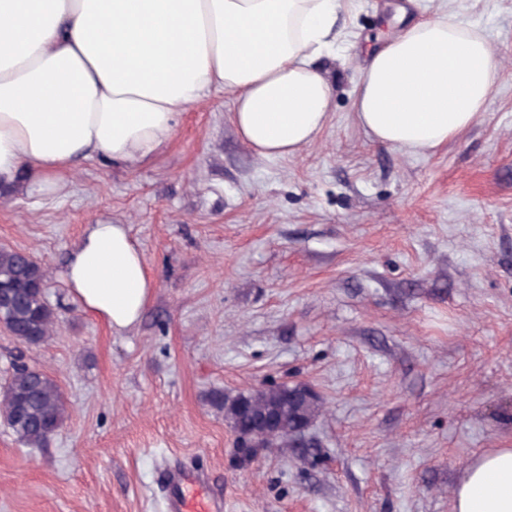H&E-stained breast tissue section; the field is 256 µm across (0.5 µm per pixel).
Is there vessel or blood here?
Returning a JSON list of instances; mask_svg holds the SVG:
<instances>
[{"label":"vessel or blood","instance_id":"vessel-or-blood-1","mask_svg":"<svg viewBox=\"0 0 512 512\" xmlns=\"http://www.w3.org/2000/svg\"><path fill=\"white\" fill-rule=\"evenodd\" d=\"M165 479L172 490L167 501L168 512H224L222 497L208 493L204 471L184 465L167 468Z\"/></svg>","mask_w":512,"mask_h":512}]
</instances>
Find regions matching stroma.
<instances>
[{
  "instance_id": "1",
  "label": "stroma",
  "mask_w": 512,
  "mask_h": 512,
  "mask_svg": "<svg viewBox=\"0 0 512 512\" xmlns=\"http://www.w3.org/2000/svg\"><path fill=\"white\" fill-rule=\"evenodd\" d=\"M396 2L339 15V55L320 59L335 110L295 157L258 156L217 90L149 165L91 159L60 192L0 197V246L44 264L58 316L31 348L0 329V384L20 359L69 406L43 448L0 423V512H166L175 461L224 512H452L472 459L512 448V0H456L500 78L468 130L419 152L376 143L351 109ZM100 221L128 225L154 281L122 332L58 275ZM299 382L324 401L317 448L241 465L210 392Z\"/></svg>"
}]
</instances>
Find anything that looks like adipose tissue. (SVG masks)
<instances>
[{
    "label": "adipose tissue",
    "instance_id": "obj_1",
    "mask_svg": "<svg viewBox=\"0 0 512 512\" xmlns=\"http://www.w3.org/2000/svg\"><path fill=\"white\" fill-rule=\"evenodd\" d=\"M354 0H0V185L59 191L78 159L135 170L172 143L176 120L212 91L233 95L243 141L293 157L334 110L318 63ZM481 28L443 11L386 36L352 109L376 142L405 152L456 138L497 84ZM60 276L83 309L123 331L153 293L124 224H90ZM453 512H512V448L479 455Z\"/></svg>",
    "mask_w": 512,
    "mask_h": 512
}]
</instances>
